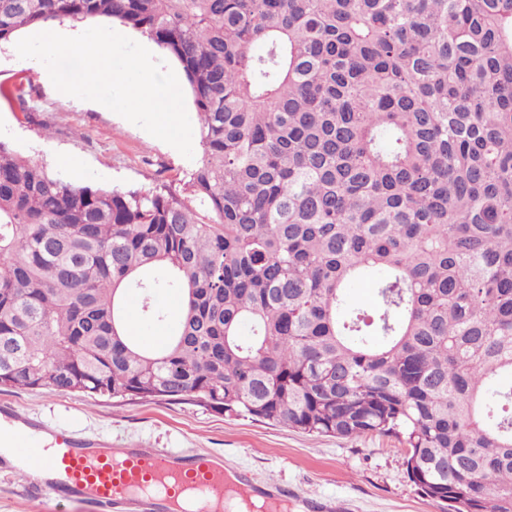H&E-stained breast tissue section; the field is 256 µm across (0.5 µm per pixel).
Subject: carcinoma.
Instances as JSON below:
<instances>
[{"instance_id":"cac0c4a2","label":"carcinoma","mask_w":512,"mask_h":512,"mask_svg":"<svg viewBox=\"0 0 512 512\" xmlns=\"http://www.w3.org/2000/svg\"><path fill=\"white\" fill-rule=\"evenodd\" d=\"M95 18L179 63L201 158L118 191L0 141V388L391 436L444 512H512V0H0V44ZM157 298V303L167 313L168 318L163 322L151 321V322H137V333L135 336H142L143 340L149 343L151 346L156 347L162 345L172 333L177 315L173 309V302L178 300V297L174 293L161 292ZM161 332L162 336L160 339H155L157 334Z\"/></svg>"}]
</instances>
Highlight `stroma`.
Here are the masks:
<instances>
[{"instance_id": "obj_1", "label": "stroma", "mask_w": 512, "mask_h": 512, "mask_svg": "<svg viewBox=\"0 0 512 512\" xmlns=\"http://www.w3.org/2000/svg\"><path fill=\"white\" fill-rule=\"evenodd\" d=\"M24 84L30 118L0 106V140L27 159L82 186L115 190L187 180L195 159L99 103L59 92L43 66L15 59L0 45V84ZM79 166H65L68 158ZM113 447L140 442L163 450L222 455L256 480L287 485L298 497L335 498L343 512H441L410 481L397 440L381 436H310L280 424L228 417L191 401L91 399L80 393L13 388L0 403Z\"/></svg>"}]
</instances>
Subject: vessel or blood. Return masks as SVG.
<instances>
[{"mask_svg":"<svg viewBox=\"0 0 512 512\" xmlns=\"http://www.w3.org/2000/svg\"><path fill=\"white\" fill-rule=\"evenodd\" d=\"M0 472L24 477L39 502L79 498L107 512H136L142 505L151 512H180L187 493L194 512H224L227 503L257 497L268 501L270 512L288 508L286 488L258 484L243 470L229 472L221 456L140 444L116 448L14 406L0 408Z\"/></svg>","mask_w":512,"mask_h":512,"instance_id":"b4317fda","label":"vessel or blood"}]
</instances>
